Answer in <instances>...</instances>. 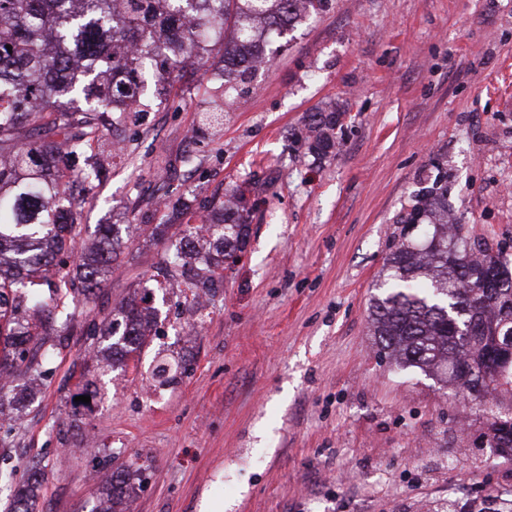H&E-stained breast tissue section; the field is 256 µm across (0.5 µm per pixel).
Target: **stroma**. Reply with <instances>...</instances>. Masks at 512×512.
I'll return each mask as SVG.
<instances>
[{
	"label": "stroma",
	"mask_w": 512,
	"mask_h": 512,
	"mask_svg": "<svg viewBox=\"0 0 512 512\" xmlns=\"http://www.w3.org/2000/svg\"><path fill=\"white\" fill-rule=\"evenodd\" d=\"M271 62L223 103L212 67L149 88L114 133L110 177L83 224L122 228L120 256L38 384L6 410L0 470H39L37 512H91L100 477L138 460L131 512H512V457L465 395L379 357L369 307L401 220L441 179L469 248L512 254V0H329L266 36ZM333 103L343 148L323 160L290 133ZM224 107L205 139L201 113ZM238 188L242 259L193 303L153 280L183 224ZM165 239L141 230L179 202ZM159 297L138 366L100 368L94 326L137 286ZM184 362L156 389V358ZM98 396L73 417L85 382Z\"/></svg>",
	"instance_id": "stroma-1"
}]
</instances>
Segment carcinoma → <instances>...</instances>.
Here are the masks:
<instances>
[{
  "instance_id": "carcinoma-1",
  "label": "carcinoma",
  "mask_w": 512,
  "mask_h": 512,
  "mask_svg": "<svg viewBox=\"0 0 512 512\" xmlns=\"http://www.w3.org/2000/svg\"><path fill=\"white\" fill-rule=\"evenodd\" d=\"M328 0H0V374L13 389L50 373V361L76 328L75 310L94 300L117 256L114 225L101 224L85 244L80 208L86 187L101 180L96 148L129 117L145 112L140 97L151 83L179 84L188 63L213 57L227 91L269 64L266 29L288 30L325 10ZM214 28L231 32L214 42ZM165 58L153 69L157 33ZM337 113L308 114V149L336 148ZM244 194L205 220L208 236L187 224L156 276L182 277L199 289L224 280V254L243 250L250 225L238 216ZM411 220L428 222L421 245L395 247L384 265L383 291L373 296L370 334L379 354L399 367L450 384L493 420L490 447L512 457V268L502 258L484 265L448 232V188L436 180L415 195ZM80 252L79 263L69 258ZM123 331L105 336L127 363L141 353L157 319L145 289L121 303ZM160 386L177 382L168 364L151 372ZM133 461L112 472L91 512H127ZM42 475L13 490L12 512H36Z\"/></svg>"
}]
</instances>
